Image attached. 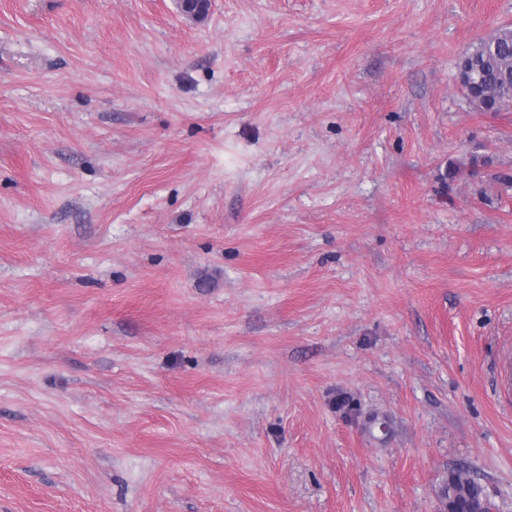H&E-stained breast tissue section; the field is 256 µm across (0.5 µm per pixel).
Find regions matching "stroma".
Returning a JSON list of instances; mask_svg holds the SVG:
<instances>
[{
	"label": "stroma",
	"instance_id": "obj_1",
	"mask_svg": "<svg viewBox=\"0 0 512 512\" xmlns=\"http://www.w3.org/2000/svg\"><path fill=\"white\" fill-rule=\"evenodd\" d=\"M504 25L0 0V512H512V112L455 77ZM437 496L443 508L460 509L450 512H466L462 510L477 500L492 501L484 486L462 468H448L440 482Z\"/></svg>",
	"mask_w": 512,
	"mask_h": 512
}]
</instances>
